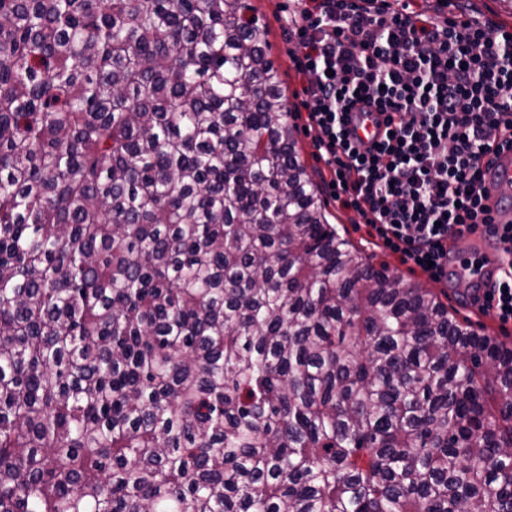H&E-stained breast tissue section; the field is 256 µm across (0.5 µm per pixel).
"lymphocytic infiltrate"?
I'll list each match as a JSON object with an SVG mask.
<instances>
[{
  "label": "lymphocytic infiltrate",
  "instance_id": "obj_1",
  "mask_svg": "<svg viewBox=\"0 0 512 512\" xmlns=\"http://www.w3.org/2000/svg\"><path fill=\"white\" fill-rule=\"evenodd\" d=\"M284 18L300 102L335 201L403 263L440 280L450 242L495 238L501 264L472 296L512 322V224L495 223L481 168L512 147V30L436 23L411 0H293ZM381 128L364 143L356 131Z\"/></svg>",
  "mask_w": 512,
  "mask_h": 512
}]
</instances>
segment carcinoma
<instances>
[{
  "label": "carcinoma",
  "instance_id": "1",
  "mask_svg": "<svg viewBox=\"0 0 512 512\" xmlns=\"http://www.w3.org/2000/svg\"><path fill=\"white\" fill-rule=\"evenodd\" d=\"M246 0H0V512H512V344L329 223Z\"/></svg>",
  "mask_w": 512,
  "mask_h": 512
}]
</instances>
